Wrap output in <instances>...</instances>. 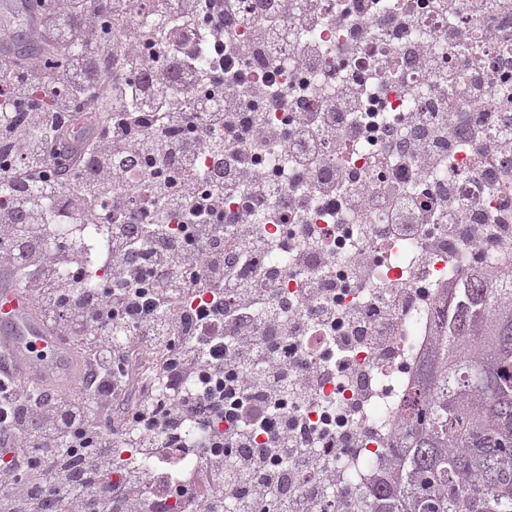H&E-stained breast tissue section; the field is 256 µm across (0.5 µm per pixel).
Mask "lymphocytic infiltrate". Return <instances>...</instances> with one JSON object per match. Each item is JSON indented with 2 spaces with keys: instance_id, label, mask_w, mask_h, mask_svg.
Returning <instances> with one entry per match:
<instances>
[{
  "instance_id": "obj_1",
  "label": "lymphocytic infiltrate",
  "mask_w": 512,
  "mask_h": 512,
  "mask_svg": "<svg viewBox=\"0 0 512 512\" xmlns=\"http://www.w3.org/2000/svg\"><path fill=\"white\" fill-rule=\"evenodd\" d=\"M114 0H41L35 12L46 42L83 44L71 66L41 70L0 57V286L18 287L54 336L75 346L79 366L45 376L0 352V512H166L178 495L185 512H224L226 489L238 512H288V464L313 433L295 431L283 403L311 393L315 377L288 371V325L254 319L273 272L246 233L270 204L295 203L273 180L253 176L252 147L288 137L238 108L240 52L224 35L245 14L243 0H152L151 11L191 30L194 40L153 43L128 21L103 36ZM212 48L207 71L197 43ZM88 104V132L72 163L58 168L61 119ZM244 196L228 213L224 200ZM62 198L82 222L112 224L109 278L79 289L80 248L37 223L43 201ZM181 217L171 236L164 214ZM67 266L70 280L57 271ZM249 378L241 391L240 378ZM200 435L189 441L186 422ZM134 446L167 462L192 451L203 482L152 476L129 465L112 478L116 451ZM237 470H227L225 457Z\"/></svg>"
}]
</instances>
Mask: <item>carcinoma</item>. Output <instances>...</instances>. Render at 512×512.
Wrapping results in <instances>:
<instances>
[{
  "mask_svg": "<svg viewBox=\"0 0 512 512\" xmlns=\"http://www.w3.org/2000/svg\"><path fill=\"white\" fill-rule=\"evenodd\" d=\"M389 455L360 512H512V277L448 297Z\"/></svg>",
  "mask_w": 512,
  "mask_h": 512,
  "instance_id": "carcinoma-1",
  "label": "carcinoma"
}]
</instances>
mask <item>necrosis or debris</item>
Segmentation results:
<instances>
[{"label":"necrosis or debris","mask_w":512,"mask_h":512,"mask_svg":"<svg viewBox=\"0 0 512 512\" xmlns=\"http://www.w3.org/2000/svg\"><path fill=\"white\" fill-rule=\"evenodd\" d=\"M512 0H297L287 27L245 14L228 43L267 56L278 93L303 100L322 143L314 172L296 177L295 151L259 144L255 160L296 202L285 227L274 211L252 224L275 272L267 305L287 304L288 363L317 374L309 397L289 399L288 416L309 425L332 417L336 445L304 448L305 469L289 467L288 495L314 512L325 500L367 492L383 470L418 369L431 345L440 302L463 271L493 279L512 273V165L500 162V134L512 130ZM477 43L466 89L448 76L460 68V39ZM433 54L431 69L414 59ZM366 79L355 107L342 99L352 73ZM467 140L454 139V126ZM430 151H403L409 140ZM44 217L64 236L105 254L98 225ZM326 278L319 300L336 322L308 318L301 285Z\"/></svg>","instance_id":"4bbe7bcc"}]
</instances>
